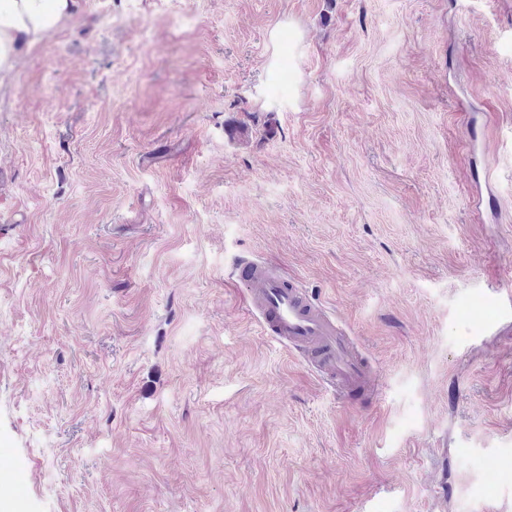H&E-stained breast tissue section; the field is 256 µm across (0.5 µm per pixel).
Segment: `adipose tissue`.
<instances>
[{
    "mask_svg": "<svg viewBox=\"0 0 512 512\" xmlns=\"http://www.w3.org/2000/svg\"><path fill=\"white\" fill-rule=\"evenodd\" d=\"M76 0H0V79L21 54L43 42L72 17Z\"/></svg>",
    "mask_w": 512,
    "mask_h": 512,
    "instance_id": "adipose-tissue-1",
    "label": "adipose tissue"
}]
</instances>
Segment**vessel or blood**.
Returning a JSON list of instances; mask_svg holds the SVG:
<instances>
[{"instance_id": "1", "label": "vessel or blood", "mask_w": 512, "mask_h": 512, "mask_svg": "<svg viewBox=\"0 0 512 512\" xmlns=\"http://www.w3.org/2000/svg\"><path fill=\"white\" fill-rule=\"evenodd\" d=\"M234 278L247 288L248 307L258 316L264 331L304 351L308 363L337 393L371 391L362 360L327 307L300 288L293 277L243 261L235 267Z\"/></svg>"}]
</instances>
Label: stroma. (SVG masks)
Returning <instances> with one entry per match:
<instances>
[{"instance_id":"stroma-1","label":"stroma","mask_w":512,"mask_h":512,"mask_svg":"<svg viewBox=\"0 0 512 512\" xmlns=\"http://www.w3.org/2000/svg\"><path fill=\"white\" fill-rule=\"evenodd\" d=\"M78 2L0 82V512H512V0ZM235 281L247 288L249 310L276 340L302 350L325 383L343 396L370 392L365 365L337 327L328 308L290 276L253 261L240 262Z\"/></svg>"}]
</instances>
